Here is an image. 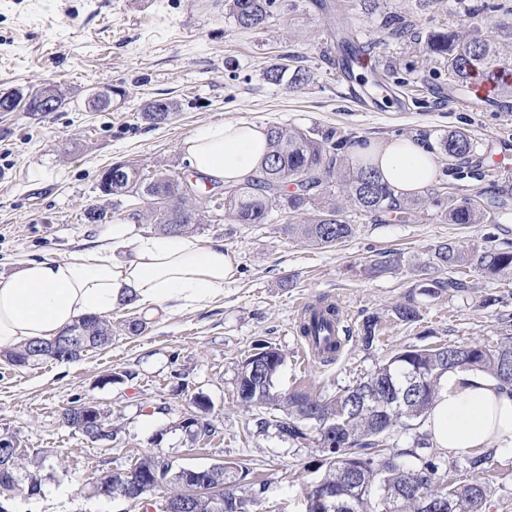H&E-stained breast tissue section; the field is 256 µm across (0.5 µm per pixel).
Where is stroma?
<instances>
[{
    "label": "stroma",
    "instance_id": "1",
    "mask_svg": "<svg viewBox=\"0 0 512 512\" xmlns=\"http://www.w3.org/2000/svg\"><path fill=\"white\" fill-rule=\"evenodd\" d=\"M335 2L332 13L316 0H278L266 23L244 29L229 0H0V89L53 85L64 99L55 112H0V275L23 260L68 258L113 223L153 230V217L136 212L134 198L101 192L102 171L124 161L150 173L186 172L184 141L215 121L285 125L317 139L330 131L389 140L464 130L476 150L467 167H449L447 194L462 199L492 185L512 187V107L459 90L444 61L424 49L426 35L440 28L496 35L493 16L474 26L465 0ZM390 13L406 19L411 35L391 36L383 25ZM341 19L367 58L353 69L356 83L337 65ZM293 56L310 71L309 83H269L267 69ZM390 69L405 86L374 93L372 80ZM107 88L114 91L111 109H92L90 93ZM155 99L176 106L166 124L143 117ZM328 188L354 233L320 248L284 230L305 214L235 224L212 211L208 187H196L189 200L196 238L224 242L237 257L222 294L202 308L149 314L138 335L125 327L137 307L114 308L111 344L76 362L17 368L0 359V435H16L28 456L51 450L62 461L43 471L41 495L16 499L14 512H142L92 496L91 486L148 453L180 465L247 464L239 493L249 497V512H304L307 486L323 475L314 443L282 440L274 427L280 411L247 410L236 401L238 369L256 345L272 344L285 356L276 390L328 396L409 346L494 347L512 337V269L494 277L466 269L462 292L422 289L436 276L427 261L440 243L512 250V216L451 224L428 201L414 223L381 224L356 210L337 183ZM94 207L107 210L109 221H85ZM375 260L387 268L370 272ZM321 296L338 305L350 339L335 363L307 367L296 325L304 306ZM488 296L495 305L485 306ZM410 299L420 317L406 323L394 309ZM373 314L379 336L366 350L358 329ZM198 394L213 403L214 434L194 445L180 422ZM88 401L111 416V444L90 441L65 422L68 409ZM492 452L485 512H512V446ZM260 482L263 493L252 495Z\"/></svg>",
    "mask_w": 512,
    "mask_h": 512
}]
</instances>
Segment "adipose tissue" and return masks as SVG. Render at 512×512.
Segmentation results:
<instances>
[{"label":"adipose tissue","instance_id":"1","mask_svg":"<svg viewBox=\"0 0 512 512\" xmlns=\"http://www.w3.org/2000/svg\"><path fill=\"white\" fill-rule=\"evenodd\" d=\"M192 171L230 184L258 176L266 129L248 122L201 126L183 144ZM397 191L415 194L437 177L433 153L421 141L401 138L351 146ZM234 255L223 242L188 235L162 236L112 225L94 246L66 259L20 263L0 277V349L53 340L88 316H104L132 303L145 311H181L208 304L234 276ZM424 430L448 455L512 445V391L490 376L457 369L441 381Z\"/></svg>","mask_w":512,"mask_h":512}]
</instances>
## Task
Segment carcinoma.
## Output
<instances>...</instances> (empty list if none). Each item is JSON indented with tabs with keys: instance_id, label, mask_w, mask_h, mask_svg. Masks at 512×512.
<instances>
[{
	"instance_id": "carcinoma-1",
	"label": "carcinoma",
	"mask_w": 512,
	"mask_h": 512,
	"mask_svg": "<svg viewBox=\"0 0 512 512\" xmlns=\"http://www.w3.org/2000/svg\"><path fill=\"white\" fill-rule=\"evenodd\" d=\"M276 3L277 0H232L230 11L240 27L251 29L267 21ZM425 49L446 60L448 74L458 86H466L477 76L496 78L500 80V94L512 97V82L504 80L512 70L507 65L512 59V45L504 47L479 33L462 40L446 30L428 34ZM266 78L272 84L286 78L289 84L302 86L308 82L309 74L300 65H275L268 69ZM175 109L170 101L153 100L145 109V117L154 123L169 118ZM267 140L268 150L257 178L224 184L200 177L213 187V209L224 212L236 224H269L275 212L311 209L313 217L307 222L285 226L288 236L321 247L341 243L352 236L354 228L340 218L336 204L327 201L326 181L332 177L339 180L342 191L361 212L381 224L411 223L424 202L422 198L396 193L371 167L347 171L340 155L347 140L335 138L331 131L318 141L299 130L272 125L267 129ZM434 148L460 166L469 160L474 143L466 133L454 131L438 136ZM126 169L127 174L112 179V194L137 198L155 217V229L161 235H185L195 230L196 213L184 204V181L180 176L160 173L147 178L135 167L128 165ZM161 194L183 204L174 206L172 213L163 214L154 206L155 198ZM504 206L505 201L499 196L490 197L484 205L472 198H448L442 215L450 224H482L488 220L489 210ZM429 265L439 271L474 267L494 276L512 269V252L469 247L450 240L434 249ZM447 288L459 291L466 285L458 279L437 278L424 286V291L436 293ZM311 310L313 317L300 322L298 334L324 362H332L342 346V338L333 335V323L340 321L339 308L320 298ZM378 326L379 317L375 315L363 321L358 339L365 348L372 347ZM80 327L89 333L82 350L67 358L69 362L105 347L112 339V327L97 316L78 321L60 337L70 336ZM52 346L51 342L31 343L7 351L6 356L11 365L26 368L51 359L46 350ZM258 349L262 350V364L248 357L239 368L237 401L244 407L279 408L284 414L276 421L279 437L293 443L312 440L328 463L324 476L306 493L305 512H419L417 501L425 495L447 498L451 512H483L488 490L478 475L487 471L491 456L465 459L466 471L475 477L460 485L455 478L458 463L449 464L428 454L426 441L417 440V450L411 456L419 466L409 469L403 460L405 453L387 450V435L425 416L434 404L442 377L457 368L479 371L511 388L512 374L505 372L506 362H512L511 340L495 348L472 343L403 349L354 385L328 398L313 397L301 390L275 392L274 381L284 356L268 344ZM5 463L8 469L0 470V512H12L18 496L29 500L41 495V471L61 465L58 456L48 453L31 461V470L24 467L21 456L10 455ZM179 470L162 454H149L138 458L130 470L112 472V484L124 483L133 474L141 477L150 486L148 493L132 490L126 500L142 503L160 495L163 512H171L185 498ZM249 474L246 465L227 463L221 471L202 475L206 485L223 487L224 501L200 494L192 500L189 512H248V499L237 490L238 483Z\"/></svg>"
}]
</instances>
